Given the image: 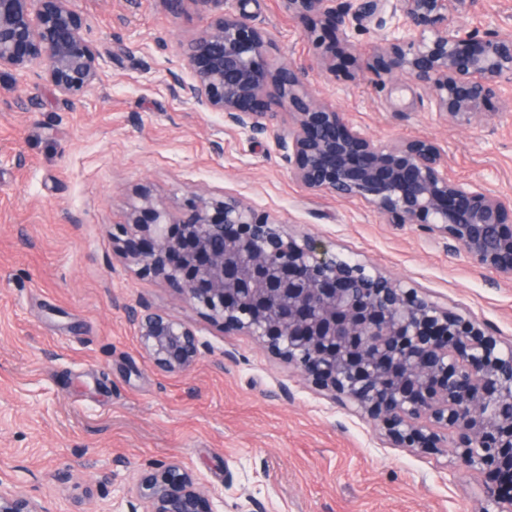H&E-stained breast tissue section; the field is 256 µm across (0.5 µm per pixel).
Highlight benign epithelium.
<instances>
[{
    "instance_id": "benign-epithelium-1",
    "label": "benign epithelium",
    "mask_w": 512,
    "mask_h": 512,
    "mask_svg": "<svg viewBox=\"0 0 512 512\" xmlns=\"http://www.w3.org/2000/svg\"><path fill=\"white\" fill-rule=\"evenodd\" d=\"M210 13L186 53L180 91L258 130L288 103L293 127L278 142L296 181L315 192L360 199L394 224H420L458 244L468 262L512 279V198L448 178L441 151L426 140L381 144L305 89L300 71L271 62L245 8L212 12L222 0H193ZM320 28L326 71L348 46L351 22L383 25L391 7L402 35L382 39L365 63L377 76L406 75L438 111L468 125L512 79V30L454 26L450 16L476 0H284ZM68 0H0V69L34 65L63 100L89 89L96 54ZM126 258L162 279L180 299L224 329L244 332L342 408L398 448L452 453L481 479L480 512H512V345L471 313L448 308L407 281L331 251L310 234L236 196H197L181 215L148 193L119 225ZM141 347L162 372L190 370L200 339L190 323L142 304L130 312ZM142 512H219L177 465L144 470L135 488ZM0 512H46L0 483Z\"/></svg>"
}]
</instances>
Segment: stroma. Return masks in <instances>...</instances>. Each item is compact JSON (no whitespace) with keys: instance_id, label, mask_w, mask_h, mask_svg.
Listing matches in <instances>:
<instances>
[{"instance_id":"stroma-1","label":"stroma","mask_w":512,"mask_h":512,"mask_svg":"<svg viewBox=\"0 0 512 512\" xmlns=\"http://www.w3.org/2000/svg\"><path fill=\"white\" fill-rule=\"evenodd\" d=\"M98 54L95 85L71 102L41 78L0 70V482L48 512H103L140 470L176 462L217 492L220 512H478L477 482L452 457L379 439L312 382L174 296L112 239L141 189L173 209L230 193L337 253L413 282L512 339V280L471 268L421 226L315 194L281 159L287 108L264 129L229 127L184 100V51L206 24L185 0H69ZM277 63L381 142L434 143L449 177L512 197V83L469 125L449 123L409 78L367 72L398 34L352 25L336 70L282 0H249ZM454 24L512 27V0H478ZM147 304L189 321L203 349L183 374L154 370L128 318ZM111 482H103L102 473Z\"/></svg>"}]
</instances>
